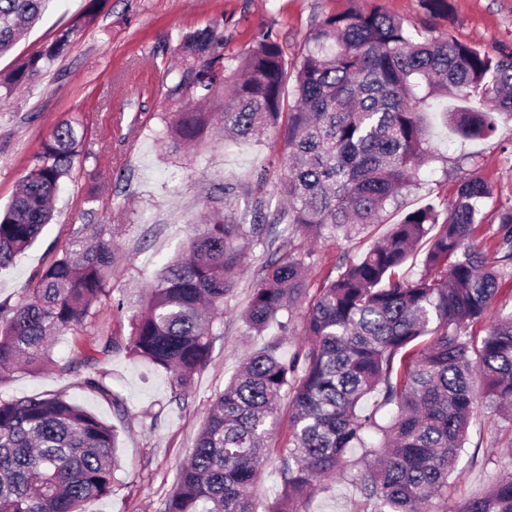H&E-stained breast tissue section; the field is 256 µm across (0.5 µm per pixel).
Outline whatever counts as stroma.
Listing matches in <instances>:
<instances>
[{
	"label": "stroma",
	"mask_w": 512,
	"mask_h": 512,
	"mask_svg": "<svg viewBox=\"0 0 512 512\" xmlns=\"http://www.w3.org/2000/svg\"><path fill=\"white\" fill-rule=\"evenodd\" d=\"M87 4L50 0L41 21L12 55L0 58V71L52 43ZM354 8L395 15L414 34L431 28L496 54L512 53V0H449L447 13L436 16L427 14L422 0H102L96 23L82 29L48 71L0 103V208L11 201L59 123H78L85 151L55 199L52 223L0 270V303L14 302L33 287L38 273L82 225L107 224L115 248L113 301L101 306L93 331L127 342L133 302L154 272L196 233L201 215L227 203L237 211L258 201L277 204L281 162L288 152L280 133L243 143H225L209 134L197 146L174 152L160 145L155 131L179 109L168 96L167 68L178 61L180 37L215 26L224 36L225 55L241 57L269 30L293 64L323 19ZM429 139L434 159L402 190L385 223L349 238L295 236V246L305 255L309 290L334 277L341 259L354 260L368 251L407 212L428 203L444 207L459 181L474 170L493 187L477 232L478 244H491L499 207L512 200V121L500 122L488 138L463 142L436 115ZM227 183L235 187L228 198L222 193ZM265 259L262 246L249 248L245 269L224 305L223 331L214 339L209 362L195 374L185 403L173 400L165 371L122 351L103 366L117 402L83 388L82 380L93 369L81 362L90 333L80 331L59 337L51 348L52 366L0 380L1 396L59 394L119 430L122 468L112 491L85 502L83 512H163L212 398L238 371L243 355L275 341L283 357L293 356L302 341L301 314H294L287 331L272 328L261 337L250 335L245 323ZM511 460L512 427L477 401L468 441L448 478L449 512L482 496ZM303 508L363 512L364 498L352 479H329Z\"/></svg>",
	"instance_id": "obj_1"
}]
</instances>
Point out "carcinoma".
<instances>
[{
    "mask_svg": "<svg viewBox=\"0 0 512 512\" xmlns=\"http://www.w3.org/2000/svg\"><path fill=\"white\" fill-rule=\"evenodd\" d=\"M100 0L42 50L0 73V99L47 70L76 31L95 22ZM45 0H0V56L35 23ZM170 95L180 111L166 124L173 146L224 128V140L261 139L288 116L285 202L266 213L212 211L208 223L153 277L130 316L123 345L90 339L83 362L122 349L164 369L174 400L189 395L224 324V301L251 244L266 247L263 274L245 317L261 334L284 329L307 298L306 265L293 236L349 237L384 223L399 190L432 158L425 136L429 98L455 94L495 101L494 111L465 106L445 112L461 140L489 136L496 118L512 120V54H494L434 35H413L387 13L354 10L325 18L293 71L269 31L241 59L224 56L214 28L189 32L176 48ZM294 77L295 100L285 96ZM223 95L222 111L199 103ZM83 134L64 121L42 145L11 202L0 210V269L32 246L52 217L51 203ZM491 186L474 171L441 212L432 204L407 213L355 261L337 265L310 298L303 340L292 357L267 344L249 353L212 400L187 464L164 512H303L320 479L345 477L343 461L367 448L373 464L354 480L367 512H448V476L467 441L480 376L492 413L512 424V311L494 307L498 283L512 278V205L504 203L493 243L495 264L476 243ZM104 224H85L34 287L0 304V380L4 373L51 363L50 342L96 322L112 300L115 258ZM423 252L422 270L400 274ZM479 325L485 335L471 327ZM106 374L83 386L114 402ZM292 394L288 447L280 449L282 497L260 506L255 487L283 393ZM392 407L381 425L363 403L372 395ZM118 431L58 394L0 397V512H82L112 492L119 467ZM456 512H512V476Z\"/></svg>",
    "mask_w": 512,
    "mask_h": 512,
    "instance_id": "obj_1",
    "label": "carcinoma"
}]
</instances>
